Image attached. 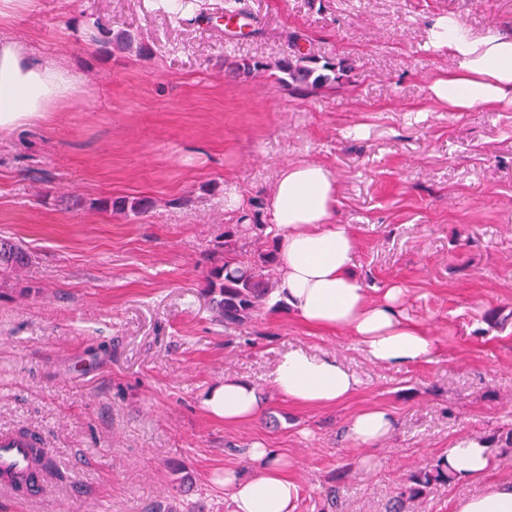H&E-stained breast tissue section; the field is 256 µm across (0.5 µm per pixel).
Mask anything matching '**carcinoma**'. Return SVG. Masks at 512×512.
Listing matches in <instances>:
<instances>
[{
	"instance_id": "carcinoma-1",
	"label": "carcinoma",
	"mask_w": 512,
	"mask_h": 512,
	"mask_svg": "<svg viewBox=\"0 0 512 512\" xmlns=\"http://www.w3.org/2000/svg\"><path fill=\"white\" fill-rule=\"evenodd\" d=\"M233 70L250 74L263 71L275 82L295 91L306 92L342 82L349 76L352 65L344 62L321 61L304 49L296 36L288 44L286 54L273 63L242 61L233 63ZM105 208L140 214L150 208L146 199L125 197L101 202ZM268 225L258 222L255 215L245 213L236 224L224 225L220 234V252L209 256L210 266L205 276V296L215 321L224 325V333L232 335L254 320L266 308L277 283L280 255L268 244ZM27 252L15 242L0 240V273H15L28 264ZM456 474L443 460L427 466L409 478V486L397 496L393 512H405V503L424 496L436 485L448 484Z\"/></svg>"
}]
</instances>
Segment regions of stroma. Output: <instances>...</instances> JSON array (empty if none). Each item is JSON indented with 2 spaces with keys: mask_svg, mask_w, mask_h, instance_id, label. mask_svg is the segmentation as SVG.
Instances as JSON below:
<instances>
[{
  "mask_svg": "<svg viewBox=\"0 0 512 512\" xmlns=\"http://www.w3.org/2000/svg\"><path fill=\"white\" fill-rule=\"evenodd\" d=\"M202 22L165 0H32L0 33L72 69L82 91L0 131V238L29 253L0 276V430L40 435L54 473L0 512H231L224 471L259 443L292 460L296 512H387L411 474L476 439L512 481V100L455 110L430 86L453 61L429 41L453 15L512 30V0H244L250 25ZM125 31L134 45H117ZM350 60L348 80L301 96L232 62H274L291 34ZM319 163L356 236L355 271L436 340L428 360L371 362L353 336L279 304L228 336L201 291L207 256L243 212L269 223L281 169ZM146 198L143 214L101 203ZM331 355L359 380L331 407L300 406L272 373L288 350ZM252 382L255 419L229 424L203 394ZM394 419L372 445L350 418ZM335 488L336 502L326 491ZM480 482L455 479L410 512H453Z\"/></svg>",
  "mask_w": 512,
  "mask_h": 512,
  "instance_id": "35a3bbf8",
  "label": "stroma"
}]
</instances>
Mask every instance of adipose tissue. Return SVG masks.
Here are the masks:
<instances>
[{"mask_svg":"<svg viewBox=\"0 0 512 512\" xmlns=\"http://www.w3.org/2000/svg\"><path fill=\"white\" fill-rule=\"evenodd\" d=\"M431 38L455 61L448 75L431 87L439 102L461 110L489 108L512 97V33L495 30L476 36L460 19L447 16L434 22ZM79 91L75 76L0 35V129L40 118ZM338 200L339 186L324 165L299 163L280 172L268 203L282 258L280 294L299 320L354 336L373 362L400 367L427 359L435 348L434 337L403 317L401 289H387L374 299L356 275L355 237L348 225L334 221ZM273 382L288 400L318 407L336 405L358 385L336 358L303 350L280 358ZM202 404L225 422L239 423L255 418L262 400L252 383L228 378L208 391ZM391 429V415L376 407L358 412L349 423L351 436L364 445ZM245 455L251 474L224 473L232 512H294L300 490L288 476L286 456L259 444ZM445 459L459 478L483 484L479 494L458 500L455 512H512V482L488 480L491 456L485 444L459 443L448 449Z\"/></svg>","mask_w":512,"mask_h":512,"instance_id":"ef3b65f1","label":"adipose tissue"}]
</instances>
